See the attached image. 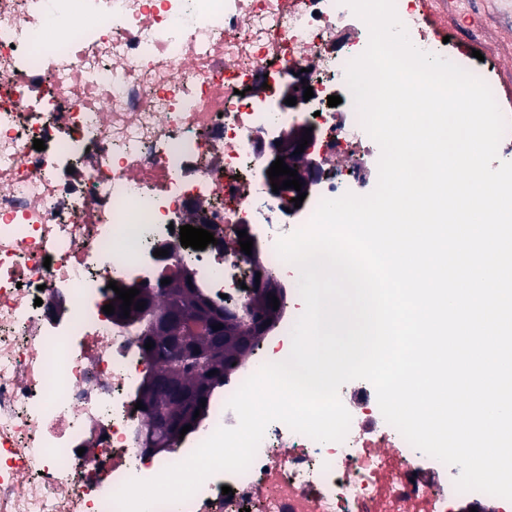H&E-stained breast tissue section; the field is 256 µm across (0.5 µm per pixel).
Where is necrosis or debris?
I'll use <instances>...</instances> for the list:
<instances>
[{"mask_svg":"<svg viewBox=\"0 0 512 512\" xmlns=\"http://www.w3.org/2000/svg\"><path fill=\"white\" fill-rule=\"evenodd\" d=\"M395 6L417 48L454 60L430 0ZM368 40L340 0H0V512H119L128 481L237 425L227 402L281 361L269 346L227 375L167 455L146 453L136 404L152 361L102 301L110 282L153 287L185 263L235 311L256 268L286 270L277 240L378 173L355 105L327 104L349 94L347 65ZM300 71L313 96L285 108L280 86ZM303 125L324 162L290 210L258 173L270 144ZM193 222L214 244L182 246ZM478 497L449 487L447 465L392 425L318 442L275 421L246 471L151 512H454Z\"/></svg>","mask_w":512,"mask_h":512,"instance_id":"1","label":"necrosis or debris"}]
</instances>
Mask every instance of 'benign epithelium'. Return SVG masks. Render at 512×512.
<instances>
[{"mask_svg":"<svg viewBox=\"0 0 512 512\" xmlns=\"http://www.w3.org/2000/svg\"><path fill=\"white\" fill-rule=\"evenodd\" d=\"M303 134H305V130L299 129L292 136L280 141V145L272 146L268 154L267 164H272L278 157L284 158L287 166L298 170V177L303 183L301 191L305 192L308 189L309 182L306 171L309 170L308 155L311 151V146H306L304 152L300 154L295 153L297 146L301 144ZM258 272H260L259 285L253 289L250 300L245 307L247 313L244 316L240 317L237 315L231 318L201 299L199 300L196 319L181 325L176 335L169 337L168 347L176 361L183 368L200 373V384L194 392L182 396L185 413L177 423L174 424L167 418L159 416L157 417L158 425L168 427L174 424L182 428L186 425L197 423L198 419L194 418L195 411L201 408V400L207 397L212 386L218 383L222 377V366L206 358L196 348V333L204 328L212 330V326L216 324H225L227 326L233 324L236 326L234 335L237 336L241 344L245 345L248 343L249 337L261 333L265 328V318L255 317L249 313V310L253 308L255 300L261 299L268 303L270 299L267 298V295L271 294L279 298L282 296V293L280 285L271 276L265 274L261 268L258 269ZM138 319L144 322V335L147 337L158 336L178 322V318L175 316L158 318L145 312L140 313ZM212 370L216 371V374L208 375V372Z\"/></svg>","mask_w":512,"mask_h":512,"instance_id":"7a95c632","label":"benign epithelium"}]
</instances>
